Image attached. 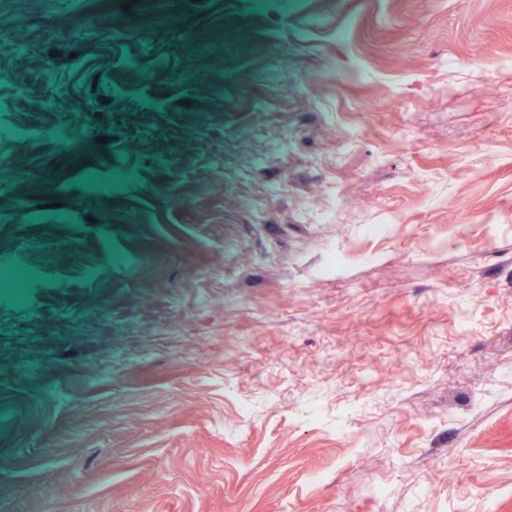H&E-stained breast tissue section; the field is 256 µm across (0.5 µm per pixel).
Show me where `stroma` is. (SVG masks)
<instances>
[{
    "mask_svg": "<svg viewBox=\"0 0 512 512\" xmlns=\"http://www.w3.org/2000/svg\"><path fill=\"white\" fill-rule=\"evenodd\" d=\"M116 2L0 0V512H512V0Z\"/></svg>",
    "mask_w": 512,
    "mask_h": 512,
    "instance_id": "stroma-1",
    "label": "stroma"
}]
</instances>
